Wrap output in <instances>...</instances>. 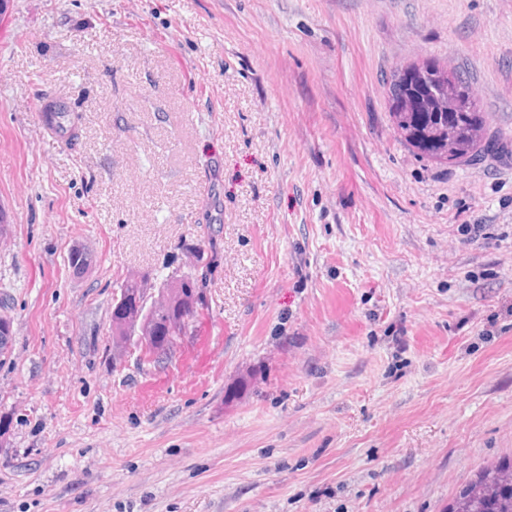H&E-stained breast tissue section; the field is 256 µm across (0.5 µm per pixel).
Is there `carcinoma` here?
I'll return each mask as SVG.
<instances>
[{"instance_id": "cac0c4a2", "label": "carcinoma", "mask_w": 512, "mask_h": 512, "mask_svg": "<svg viewBox=\"0 0 512 512\" xmlns=\"http://www.w3.org/2000/svg\"><path fill=\"white\" fill-rule=\"evenodd\" d=\"M388 114L400 142L420 159L434 160L452 166L473 162L494 150L497 136L490 131L487 112L478 100L471 80L460 71H450L433 59L396 66L385 78ZM193 263L180 274L161 283L148 274L125 278L116 284L112 297V340L133 344L131 336L138 312L133 298L151 288L160 287L171 298L154 301L150 318L156 324L157 341L166 342L169 320L181 315L179 333L192 335L190 313H180V297L206 287V279L197 275L199 267L217 262L214 246L187 248ZM73 274L79 276L96 265L90 249L76 245L67 256ZM9 306L0 299V356L6 357L12 347L13 322ZM448 512H512V458L481 470L470 483L453 496Z\"/></svg>"}]
</instances>
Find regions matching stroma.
<instances>
[{"label":"stroma","instance_id":"obj_1","mask_svg":"<svg viewBox=\"0 0 512 512\" xmlns=\"http://www.w3.org/2000/svg\"><path fill=\"white\" fill-rule=\"evenodd\" d=\"M426 58L504 150L397 141ZM0 207V512H447L512 457V0H14ZM208 236L200 339L114 365L115 283ZM43 112H45V114L41 115V124L44 132L49 136L55 135L60 138H65V135L60 133L57 129V124L54 121L48 122L47 117H60L64 122L69 121V119H66L68 117V110L66 107L60 102L50 101L44 106ZM68 123L69 126H67V131L69 132L70 140H75L78 138L77 126L74 121H69ZM67 262L74 275H83L96 265V255L90 249L82 246H73L67 256ZM9 306L4 299H0V356L6 358L9 354L13 341V322L11 316L7 314ZM2 318L3 320L2 326Z\"/></svg>","mask_w":512,"mask_h":512}]
</instances>
